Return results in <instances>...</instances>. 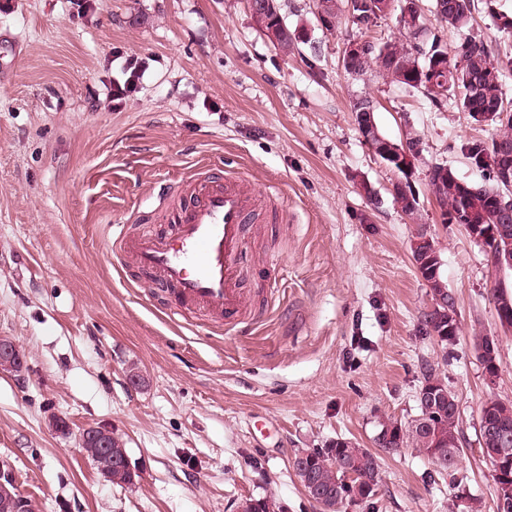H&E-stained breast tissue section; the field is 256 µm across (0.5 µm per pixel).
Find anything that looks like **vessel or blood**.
Here are the masks:
<instances>
[{"label": "vessel or blood", "instance_id": "b4317fda", "mask_svg": "<svg viewBox=\"0 0 512 512\" xmlns=\"http://www.w3.org/2000/svg\"><path fill=\"white\" fill-rule=\"evenodd\" d=\"M259 199L242 175L180 178L172 232L120 233L118 251L179 305L202 316L223 317L225 330H232L250 316L240 283L247 224Z\"/></svg>", "mask_w": 512, "mask_h": 512}]
</instances>
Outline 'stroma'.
<instances>
[{"label":"stroma","instance_id":"stroma-1","mask_svg":"<svg viewBox=\"0 0 512 512\" xmlns=\"http://www.w3.org/2000/svg\"><path fill=\"white\" fill-rule=\"evenodd\" d=\"M280 4L291 31L308 33L288 59L245 0H0V30L25 47L0 82V336L27 365L0 375V466L35 512H237L263 496L319 512L291 460L339 437L371 449L382 472L372 504L341 512H497L479 413L489 396L512 401V332L497 324L483 246L441 223L427 181L443 163L481 183L461 145L494 129L454 103L348 75L350 23L329 32L314 0ZM131 56L144 76L112 107ZM364 95L386 137L421 141L416 218L359 134L352 103ZM224 169L280 188L243 256L256 319L230 334L217 317L170 319L169 295L113 249L122 230L171 232L168 188ZM421 224L455 299L445 345L422 332ZM486 334L499 342L492 384L474 347ZM431 373L459 401L460 492L418 449L374 442L383 420L417 415ZM98 426L122 438L134 484L106 481L80 452L77 435Z\"/></svg>","mask_w":512,"mask_h":512}]
</instances>
